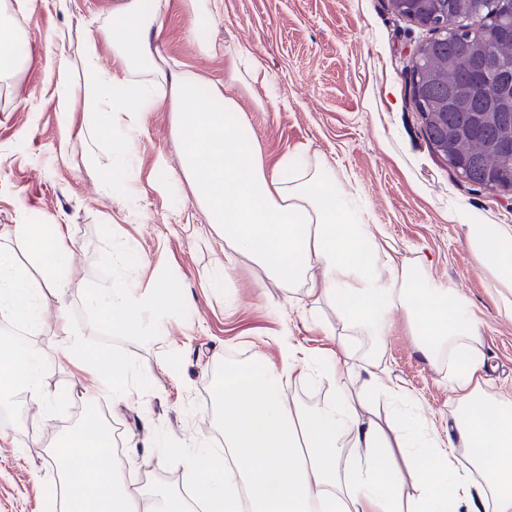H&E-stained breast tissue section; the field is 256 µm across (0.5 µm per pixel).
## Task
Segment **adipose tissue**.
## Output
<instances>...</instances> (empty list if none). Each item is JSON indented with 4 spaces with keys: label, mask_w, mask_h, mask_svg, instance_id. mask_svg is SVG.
I'll list each match as a JSON object with an SVG mask.
<instances>
[{
    "label": "adipose tissue",
    "mask_w": 512,
    "mask_h": 512,
    "mask_svg": "<svg viewBox=\"0 0 512 512\" xmlns=\"http://www.w3.org/2000/svg\"><path fill=\"white\" fill-rule=\"evenodd\" d=\"M168 5L113 0L107 27L117 70L99 69L97 43L88 40L81 90L67 87L59 96L63 125H72L74 101L83 98L99 113L98 136L108 141L118 129L139 125L149 101H169L181 173L206 217L198 234L220 231L228 266L251 261L274 285L301 288L313 305L331 306L346 328L380 336L389 312L405 311L424 355L445 348L462 367L448 379L458 412L438 429L375 362L359 368L365 379L356 391V368L346 361L335 357L313 369L285 345L276 363L225 364L213 389L224 445L184 453L192 494L129 480L100 433L86 431L51 457L61 489L57 512H195L198 502L205 512H512V407L486 397L478 324L462 301L428 286L426 259L397 262L354 194L337 192L325 162L290 155L266 161L237 101L240 89L268 82L248 49L229 51L220 82L188 68L173 71L151 43ZM448 220L463 230L479 269L499 288L504 312L512 314V226L473 220L462 208ZM22 251L54 278H35L17 259ZM72 258L73 244L58 224L50 230L17 224L10 239L0 240V323L20 333L0 343V398L20 391L52 410L47 358L29 339L43 329L44 287L59 293L69 287ZM178 304L173 288L138 299L119 282L91 300L116 336L142 335ZM57 321L67 338L57 359L96 369L107 394L123 398L131 375L126 362L89 355L66 317ZM314 374L333 383L330 397L312 406L289 399L292 385ZM369 394L396 403L394 416L382 422L364 416ZM462 452L469 465L460 464Z\"/></svg>",
    "instance_id": "adipose-tissue-1"
}]
</instances>
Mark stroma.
Returning <instances> with one entry per match:
<instances>
[{
	"instance_id": "1",
	"label": "stroma",
	"mask_w": 512,
	"mask_h": 512,
	"mask_svg": "<svg viewBox=\"0 0 512 512\" xmlns=\"http://www.w3.org/2000/svg\"><path fill=\"white\" fill-rule=\"evenodd\" d=\"M112 0H29L12 15L28 43L20 72L0 81V229L14 224H64L78 270L66 293L47 292L38 345L46 356L65 343V313L82 342L123 357L136 377L125 401L101 394L96 375L50 364L46 385L57 397L48 415L31 409L24 422L0 407V512H53L52 448L86 426L84 402L95 399L97 426L111 425L116 453L140 449L136 477L182 488L181 456L221 436L211 383L225 362H275L280 345H301L307 357L348 353L352 364L377 361L412 394L427 421L445 427L456 411L448 387L447 351L425 358L417 331L394 310L384 336L344 331L329 306L312 309L302 291L260 286L258 267L240 260L223 281L203 273L223 262L216 235L194 234L205 215L179 169L181 144L167 107L146 112L131 134L132 161L109 176L108 156L89 160L79 125L64 127L57 103L61 59L79 58L96 37L100 64L111 68L104 37ZM426 28L391 9L389 0H219L210 18L194 22L180 0L155 39L168 61L210 80L224 77L223 46L248 48L268 72V87L242 89L240 106L268 162L284 154L327 163L340 190H355L372 227L381 228L398 260L427 256L432 287L451 288L480 325L478 346L490 379L487 393L512 401V315L500 310L491 280L467 249L449 210L512 225V201L461 180L426 139L408 69ZM213 41L215 54L197 44ZM130 250L112 261V240ZM123 281L136 293L158 284L184 300L153 337H117L92 312L95 293ZM328 323L322 332L320 323Z\"/></svg>"
}]
</instances>
